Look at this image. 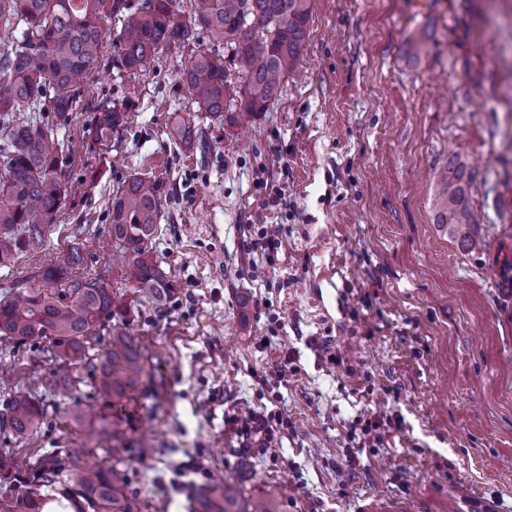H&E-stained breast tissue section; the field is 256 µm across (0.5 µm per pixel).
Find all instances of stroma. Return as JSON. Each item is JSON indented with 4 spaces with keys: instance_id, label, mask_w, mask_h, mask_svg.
Masks as SVG:
<instances>
[{
    "instance_id": "stroma-1",
    "label": "stroma",
    "mask_w": 512,
    "mask_h": 512,
    "mask_svg": "<svg viewBox=\"0 0 512 512\" xmlns=\"http://www.w3.org/2000/svg\"><path fill=\"white\" fill-rule=\"evenodd\" d=\"M104 67L57 139L66 197L39 252L0 266V294L70 246L82 277L125 292L129 331L155 384L126 401L139 440L153 411L158 452L117 465L142 512H186L210 478L278 512H512V0H314L297 80L269 111H199L179 78L213 43L162 47L129 79L103 21ZM428 37L413 56L410 37ZM130 96L129 125L96 139L102 100ZM195 125L206 151L177 129ZM464 163L481 245L460 250L436 222L449 154ZM166 201L148 249L171 280L162 308L127 292L108 210L126 176ZM277 205H268L270 190ZM268 224L269 256L250 253ZM0 344L12 396L43 394L41 432L0 433V453L84 443L69 412L111 419L90 367L75 399L51 395L55 365ZM287 362V385L277 372Z\"/></svg>"
}]
</instances>
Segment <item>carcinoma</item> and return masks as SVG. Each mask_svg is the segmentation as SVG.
<instances>
[{
    "label": "carcinoma",
    "mask_w": 512,
    "mask_h": 512,
    "mask_svg": "<svg viewBox=\"0 0 512 512\" xmlns=\"http://www.w3.org/2000/svg\"><path fill=\"white\" fill-rule=\"evenodd\" d=\"M177 0H0V265L20 252H36L46 241L65 195L62 152L55 128L78 108L81 85L101 60L102 20L121 19L116 48L131 76L148 71L159 47L190 46L195 28L206 30L229 55L200 53L180 73L194 103L210 116L224 117V101L238 99L241 112H265L283 84L296 76L308 36L313 0H196L190 22L176 19ZM246 73L243 84L228 80L227 64ZM124 100L102 105L100 140L122 126ZM436 220L462 250L474 246L475 218L467 194L465 167L448 157ZM163 185L130 175L112 198L111 233L125 255V280L157 307L173 292L165 272L148 250L156 234ZM84 258L77 247L60 252L55 263L12 283L0 299V339L41 346L67 369L90 364L95 386L112 407L139 390L149 377L137 342L112 327L97 363L87 343L93 331L128 312L123 293L99 278L78 277ZM45 406L31 395L13 397L0 414V428L15 439L35 435L45 423ZM87 443L12 464L16 496L0 512H42L50 493L78 500V512H137L115 467L90 466L88 445L109 448L125 439L121 419L86 428ZM247 487L215 479L188 497L187 512H274L266 500L246 495Z\"/></svg>",
    "instance_id": "carcinoma-1"
}]
</instances>
